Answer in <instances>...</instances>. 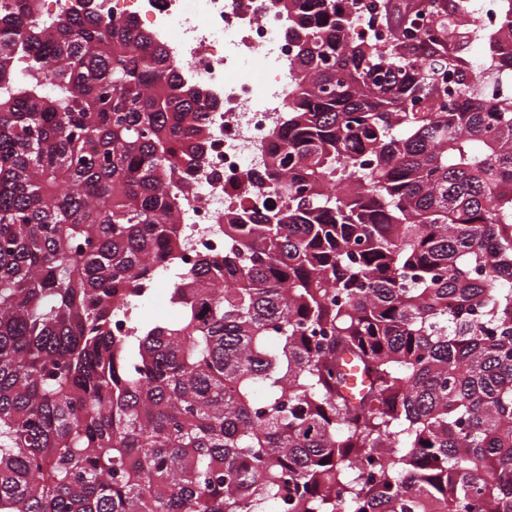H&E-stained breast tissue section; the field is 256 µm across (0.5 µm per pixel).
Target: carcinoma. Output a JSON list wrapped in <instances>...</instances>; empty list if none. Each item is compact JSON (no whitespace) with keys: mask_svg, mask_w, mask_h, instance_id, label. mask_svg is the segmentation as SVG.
Returning <instances> with one entry per match:
<instances>
[{"mask_svg":"<svg viewBox=\"0 0 512 512\" xmlns=\"http://www.w3.org/2000/svg\"><path fill=\"white\" fill-rule=\"evenodd\" d=\"M82 2L0 12V512H512V0L487 67L471 0L383 37L276 0L280 206L186 269L170 183L217 102ZM495 10L487 8L485 13L488 17L493 18ZM484 12L479 10L475 25L471 26L474 32L470 34L469 41L463 45L462 53L475 63H483L487 61L489 55V36L493 32V27L489 25L485 19Z\"/></svg>","mask_w":512,"mask_h":512,"instance_id":"carcinoma-1","label":"carcinoma"}]
</instances>
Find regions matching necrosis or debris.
I'll list each match as a JSON object with an SVG mask.
<instances>
[{"mask_svg":"<svg viewBox=\"0 0 512 512\" xmlns=\"http://www.w3.org/2000/svg\"><path fill=\"white\" fill-rule=\"evenodd\" d=\"M99 14L135 18L164 43L185 74L219 102L209 116L206 159L179 189L182 257L224 250V213L249 199L276 201L256 175L288 106L293 48L274 0H94Z\"/></svg>","mask_w":512,"mask_h":512,"instance_id":"necrosis-or-debris-1","label":"necrosis or debris"}]
</instances>
